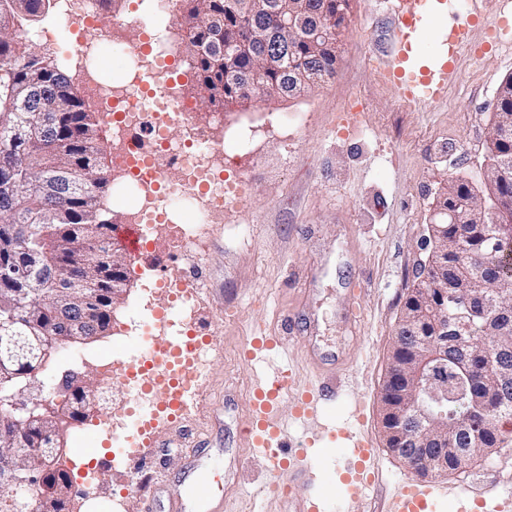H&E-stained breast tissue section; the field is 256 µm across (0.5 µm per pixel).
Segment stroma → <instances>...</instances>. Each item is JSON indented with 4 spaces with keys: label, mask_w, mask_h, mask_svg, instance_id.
I'll return each mask as SVG.
<instances>
[{
    "label": "stroma",
    "mask_w": 512,
    "mask_h": 512,
    "mask_svg": "<svg viewBox=\"0 0 512 512\" xmlns=\"http://www.w3.org/2000/svg\"><path fill=\"white\" fill-rule=\"evenodd\" d=\"M501 0H484L476 47L458 60V79L441 101L425 109L404 103L378 77V56L392 26L373 0H351L348 34L335 75L293 99L266 97L224 109L212 140L231 146L235 134L264 127L276 115L287 145L254 140L238 160L253 184L244 205L210 225V247L201 259L195 320L208 330L209 366L201 399L181 419L158 421L156 442L137 470L114 456L112 476L84 512H141L147 501L166 505L192 475L217 482V512H291L271 489L272 476L240 434L250 418L249 396L270 369L292 366L298 381H312L325 361L346 365L354 383L340 387L323 416L327 430L306 438L293 398L279 409L325 497L326 512H377L403 481L408 467L385 446L381 393L404 303L418 284L422 243L447 181L475 178L489 152L497 89L512 75V53L496 44ZM146 250L153 263L131 261L129 284L106 336L90 351L111 355L114 383L100 406L124 411L131 391L123 363L141 355L129 316L150 288L184 266L164 241ZM279 343L255 359L245 348L254 336ZM365 432L378 450L376 481L352 497L344 472L349 456L342 438ZM99 454L112 440L85 418L81 437L65 436L61 462L72 482L89 465L78 460L80 439ZM503 448L483 455L458 474L427 477V484L493 491L512 475V427ZM197 449L187 461V449Z\"/></svg>",
    "instance_id": "obj_1"
}]
</instances>
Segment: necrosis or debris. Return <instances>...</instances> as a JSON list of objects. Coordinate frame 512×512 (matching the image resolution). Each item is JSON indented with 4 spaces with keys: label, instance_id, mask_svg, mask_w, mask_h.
Segmentation results:
<instances>
[{
    "label": "necrosis or debris",
    "instance_id": "necrosis-or-debris-1",
    "mask_svg": "<svg viewBox=\"0 0 512 512\" xmlns=\"http://www.w3.org/2000/svg\"><path fill=\"white\" fill-rule=\"evenodd\" d=\"M178 8V0H147L139 44L126 46L130 67L121 83L102 76L99 69L106 47L126 45L125 32L133 23L128 13L115 8L112 0H54L53 14L62 28L82 32L66 60L79 78L82 97L94 106L109 107L112 169L137 184L133 202L146 238L165 237L174 254L192 262L206 248L205 225L243 204L252 185L236 173L237 152L207 153L209 124L191 97H180L177 111L168 109L169 100L158 85L160 77L178 78L186 85L196 81L171 36ZM177 127L182 130L178 136L173 133ZM154 172L161 184L149 194L146 179ZM163 287L176 311L165 342L169 372L184 382L180 399L193 401L200 397L198 380L208 366L205 349L189 350L184 345L195 296L183 292L174 277L164 279Z\"/></svg>",
    "mask_w": 512,
    "mask_h": 512
}]
</instances>
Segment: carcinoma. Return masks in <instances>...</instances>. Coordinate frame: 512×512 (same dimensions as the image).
<instances>
[{"instance_id":"cac0c4a2","label":"carcinoma","mask_w":512,"mask_h":512,"mask_svg":"<svg viewBox=\"0 0 512 512\" xmlns=\"http://www.w3.org/2000/svg\"><path fill=\"white\" fill-rule=\"evenodd\" d=\"M51 0H0V364L16 374L37 368L45 356L68 344L87 345L106 335L112 322L114 290L112 263L113 221L107 205L108 165L100 146L102 119L81 98L59 61L42 56L23 34L49 12ZM180 25L185 33L189 66L196 73L192 92L211 112L228 104H242L265 95L296 97L305 88L295 72L310 65L312 82L336 73V62L347 30L350 0H307L315 15L309 25L325 31L313 43L307 33L291 34L278 23L280 0H259L256 14L244 19L238 0H180ZM263 31L267 45L281 49L282 63L265 70L251 84L264 46L251 40ZM241 46L230 72L224 70V45ZM39 93L56 102L49 133H42L39 112L24 109L25 99ZM57 174L52 188L42 182L43 170ZM478 182L448 181L438 208L457 212L460 224L440 232L441 248L419 288L406 299L403 316L430 304L453 314L451 288L445 287V265L471 270L472 291L480 299L498 295L502 313L475 323L468 358L466 389L487 398L480 442L495 445L512 423V237L492 254L483 243V225L512 224V214H484L473 203L478 193H493L512 201V76L497 93L490 154ZM28 225L44 261L59 266L72 283V293L58 292L42 281H24L18 273L28 256L9 229ZM99 398L98 389L77 387L62 405L52 402L13 439H0V452H15L30 467L37 489L16 488L0 479V512H65L72 482L68 472L52 467L62 453L63 432L58 416L85 417L86 401ZM460 431L441 446L420 450L416 467L431 459L453 463L458 449L475 445Z\"/></svg>"}]
</instances>
